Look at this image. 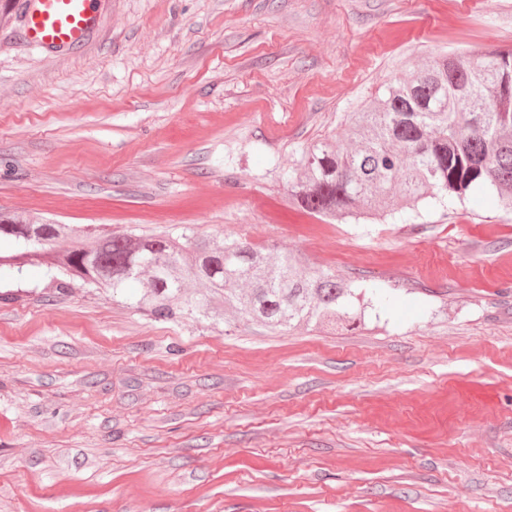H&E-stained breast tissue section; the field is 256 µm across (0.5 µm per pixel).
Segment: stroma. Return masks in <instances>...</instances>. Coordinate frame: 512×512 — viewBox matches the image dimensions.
I'll return each mask as SVG.
<instances>
[{
    "label": "stroma",
    "instance_id": "stroma-1",
    "mask_svg": "<svg viewBox=\"0 0 512 512\" xmlns=\"http://www.w3.org/2000/svg\"><path fill=\"white\" fill-rule=\"evenodd\" d=\"M0 20V213L193 231L378 288L364 326L156 321L0 273V512H512V215L289 203L410 65L512 47V0H102L81 49Z\"/></svg>",
    "mask_w": 512,
    "mask_h": 512
}]
</instances>
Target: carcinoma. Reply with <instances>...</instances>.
Wrapping results in <instances>:
<instances>
[{"label": "carcinoma", "instance_id": "carcinoma-1", "mask_svg": "<svg viewBox=\"0 0 512 512\" xmlns=\"http://www.w3.org/2000/svg\"><path fill=\"white\" fill-rule=\"evenodd\" d=\"M474 188L512 208V50L446 53L412 67L351 116L342 140L303 151L290 182L300 209L335 218L412 210ZM1 237L17 249L0 255V271L43 266L62 276V289L80 280L156 320L191 314L211 295L271 332L363 321L344 279L239 240L77 230L3 214ZM190 283L201 288L196 298Z\"/></svg>", "mask_w": 512, "mask_h": 512}]
</instances>
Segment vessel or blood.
Listing matches in <instances>:
<instances>
[{"label": "vessel or blood", "instance_id": "vessel-or-blood-1", "mask_svg": "<svg viewBox=\"0 0 512 512\" xmlns=\"http://www.w3.org/2000/svg\"><path fill=\"white\" fill-rule=\"evenodd\" d=\"M101 0H33L24 23L26 42L41 51L82 47L100 22Z\"/></svg>", "mask_w": 512, "mask_h": 512}]
</instances>
